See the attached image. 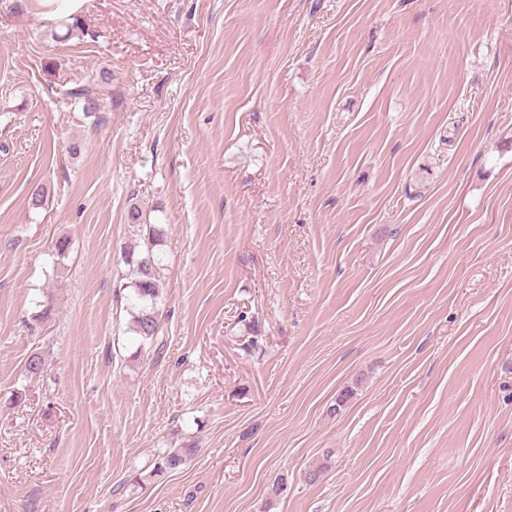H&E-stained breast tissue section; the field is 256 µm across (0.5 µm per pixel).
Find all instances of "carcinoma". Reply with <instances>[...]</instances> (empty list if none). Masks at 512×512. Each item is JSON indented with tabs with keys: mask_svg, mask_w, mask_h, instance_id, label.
Returning a JSON list of instances; mask_svg holds the SVG:
<instances>
[{
	"mask_svg": "<svg viewBox=\"0 0 512 512\" xmlns=\"http://www.w3.org/2000/svg\"><path fill=\"white\" fill-rule=\"evenodd\" d=\"M128 223L147 229V245L142 253L127 251L124 259L128 266L129 282L124 288L131 290L130 298L134 299L131 312L130 330L135 334L141 352L155 351L164 347L165 341L160 336V317L157 304L162 297L160 288L161 262L157 248L163 243V230L157 224H144L143 212L137 208L130 210ZM45 366L43 352H32L25 363L27 375L33 377L41 374ZM199 448L186 445L182 448H171L156 459L151 471L153 476H161L166 472L179 469L194 457Z\"/></svg>",
	"mask_w": 512,
	"mask_h": 512,
	"instance_id": "obj_1",
	"label": "carcinoma"
}]
</instances>
